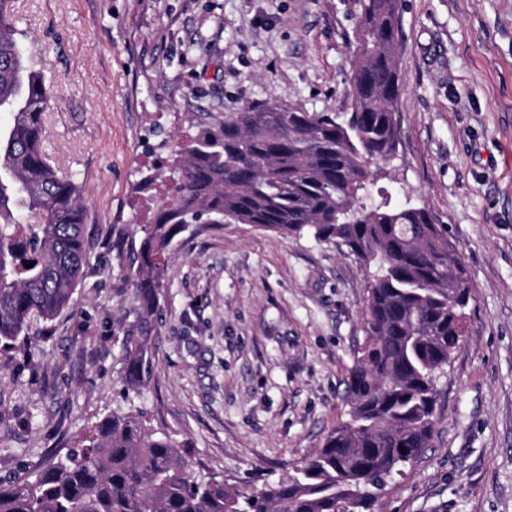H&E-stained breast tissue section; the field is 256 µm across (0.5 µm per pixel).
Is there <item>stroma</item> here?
<instances>
[{
  "label": "stroma",
  "instance_id": "obj_1",
  "mask_svg": "<svg viewBox=\"0 0 512 512\" xmlns=\"http://www.w3.org/2000/svg\"><path fill=\"white\" fill-rule=\"evenodd\" d=\"M52 81L43 148L83 189L71 304L0 352V479L143 409L190 470L236 492L288 478L346 420L369 276L345 248L191 224L170 248L145 383H124L127 272L183 138L273 101L344 113L354 0H11ZM398 151L376 187L448 227L470 279L432 438L378 512H512V0H403Z\"/></svg>",
  "mask_w": 512,
  "mask_h": 512
}]
</instances>
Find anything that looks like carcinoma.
Masks as SVG:
<instances>
[{
	"label": "carcinoma",
	"mask_w": 512,
	"mask_h": 512,
	"mask_svg": "<svg viewBox=\"0 0 512 512\" xmlns=\"http://www.w3.org/2000/svg\"><path fill=\"white\" fill-rule=\"evenodd\" d=\"M0 0V346L33 317L68 307L87 260L81 185L49 163L43 116L51 85L27 65ZM357 30L344 121L272 102L224 115L188 140L180 166L132 252L136 317L159 315L174 237L204 216L344 247L371 270L366 341L349 373L348 419L268 489L233 493L192 477L169 436L139 410L114 413L88 444L35 475L0 481V512H372L384 489L431 439L438 375L460 347L470 282L447 226L424 208L381 196L373 163L396 153L401 0H356ZM33 263L28 268L26 264ZM147 337L126 349L124 381L143 385Z\"/></svg>",
	"instance_id": "carcinoma-1"
}]
</instances>
